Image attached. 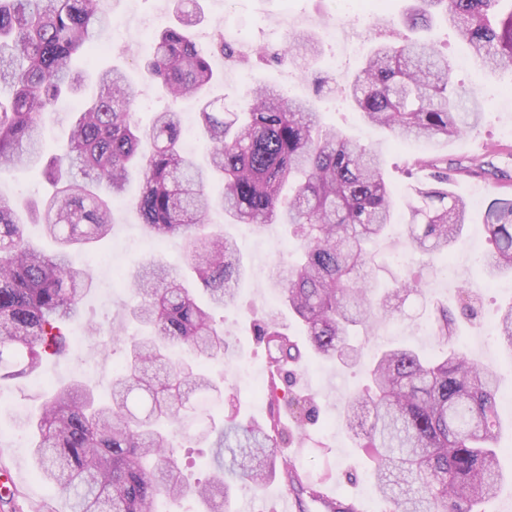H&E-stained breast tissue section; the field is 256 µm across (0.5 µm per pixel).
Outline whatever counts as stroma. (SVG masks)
<instances>
[{
    "instance_id": "stroma-1",
    "label": "stroma",
    "mask_w": 512,
    "mask_h": 512,
    "mask_svg": "<svg viewBox=\"0 0 512 512\" xmlns=\"http://www.w3.org/2000/svg\"><path fill=\"white\" fill-rule=\"evenodd\" d=\"M387 2L383 11L384 24L374 26L354 20L357 9L354 0H199L200 21L192 34L199 43L208 44L225 12L234 14L240 28L244 60L229 63L220 56L214 59L221 80L213 93L224 98L229 106L239 101L245 88L261 83L287 86L293 96L316 97L313 84L306 82L288 63L259 65L255 62L259 52L270 49V35L279 31L284 20L299 23L302 30L312 33L324 50L325 60L334 61V70L338 73L358 69L375 42L425 40L454 63V81L486 101L479 127L467 137L449 141L444 155L452 162L482 156L496 168L512 175V157L501 152L502 147L512 146V74L507 72L493 79L474 65L458 68V60L470 56V47L464 40L442 23L409 29L403 22L409 0ZM150 16L161 17L163 25L173 24L171 0H139L136 14L129 19V32L125 38L113 41L111 29H104L101 40L107 49L98 59L92 60L87 69L92 72L119 67L132 81L141 84L142 95L136 111L141 125H148L155 112L168 106L181 111L186 124H195L196 101L185 98L170 101L158 86L143 80L142 64L149 53L152 35L141 29L139 20ZM318 99L325 122L362 143H373L381 148L386 159V180L397 194V205H405L401 169L408 159L420 152V143L385 128L368 126L340 93ZM453 189L469 205L464 244L453 254V275L443 276L439 267L424 265L419 256L407 253L400 226H392L387 236L371 247L380 287H388L393 277L406 266L420 272L424 286L422 291L399 300L395 321L382 322L361 331L359 341L369 355L380 346L395 343L435 351L437 345L427 326L428 317L434 305L448 307L459 325L458 346L470 358L493 368L500 376L503 399L499 413L504 430L499 467L505 481L496 497L485 504L484 510L512 512V352L507 351L495 336L498 310L512 301V277H503L495 286H488L475 262L476 257L490 249L483 229L484 210L500 194L511 195L512 182L500 190L488 184L459 180L454 182ZM138 192V179H131L125 193L114 202L115 225L111 238L75 255L76 263L87 267L93 278V287L84 300V315L87 320L105 326L126 324L130 309L139 302L128 288L126 277L139 263L153 257L181 268L197 297L205 295L195 274L186 269L178 242L168 240L161 244L147 235L131 204ZM209 220L216 229L237 240L247 267V274L238 285L236 303L226 306L223 311L224 331L231 338L232 349L224 361L213 364L212 369L215 375L224 378L225 398H237L242 415L261 422L267 417L268 399L239 381L237 370L241 362L247 361L260 379L268 377L264 347L253 335L251 321L276 312L289 333L299 331L291 315L281 310L268 286L271 266L292 251L295 242L279 224L269 225L258 232L232 223L220 211L212 212ZM70 339L66 353L47 360L36 373L0 381V467H9L19 474L14 496L0 505V512H63L64 505L56 491L37 478L29 440L19 437L18 426L26 414L37 413L48 384L79 378L99 393L109 392L112 361L101 355L100 338L83 336L81 328L75 327ZM363 384L361 371L334 363L313 360L294 373L289 382V393L314 402L319 418L311 426L301 421H289L288 443L283 452L288 459L314 474L320 473L324 465H331L336 480L330 488L337 496L359 499L366 503L369 512H385L387 505L373 488L371 473L365 469L344 426L342 396ZM305 430L321 438L322 447H298L297 438Z\"/></svg>"
}]
</instances>
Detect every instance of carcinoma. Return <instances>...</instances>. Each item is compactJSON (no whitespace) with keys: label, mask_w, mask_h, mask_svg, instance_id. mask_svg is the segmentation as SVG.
Segmentation results:
<instances>
[{"label":"carcinoma","mask_w":512,"mask_h":512,"mask_svg":"<svg viewBox=\"0 0 512 512\" xmlns=\"http://www.w3.org/2000/svg\"><path fill=\"white\" fill-rule=\"evenodd\" d=\"M179 24L153 39L144 63L148 81L174 98L198 101L197 131L207 142L201 167L181 148L183 126L174 109L155 113L142 128L134 120L141 89L121 69L98 72L93 97L78 103L67 145L42 151L43 118L64 94L77 95L84 76L72 68L90 59L106 17L100 0H0V167L25 175L39 170L55 187L41 203L0 199V380L33 372L68 347L67 327L80 320L92 288L89 271L72 256L112 233V200L133 173L141 188L132 204L158 238L178 237L206 299H198L175 268L155 259L141 263L130 282L140 297L132 311L140 334L113 333L125 356L115 370L109 400L83 382L56 389L30 422L31 455L39 477L53 485L67 512H161V498L192 497L199 512H230L243 488L256 490L277 477L309 504L332 474L318 477L281 457L288 437L282 408L306 419L313 410L295 397H278L290 367L305 359L357 366V332L394 319L396 301L419 290L407 269L393 288H376L368 247L395 220L394 191L384 179V157L327 126L316 103L291 98L274 84L248 89L237 108L209 97L216 80L212 57H236L217 36L203 46L189 34L198 0H172ZM415 0L406 15L414 28L439 17L466 39L490 77L512 71V0ZM321 47L309 34H286L277 58L297 66L316 87L336 82L313 66ZM337 89L367 123L425 140L427 155L410 165L428 181L406 188V244L427 262H448L468 219L467 202L448 188L455 172L485 174L488 162L470 158L448 168L440 147L477 129L482 107L462 106L448 58L428 43L382 41L363 66ZM152 145L149 152L142 143ZM220 190L209 191L213 184ZM288 196H283V190ZM56 244L33 249L19 209ZM221 211L260 230L286 224L299 243L272 269L271 285L303 328L283 331L272 316L254 326L264 346L271 392L262 423L225 416L224 428L200 429L197 443L213 449L211 471L190 482L177 462L179 439L202 416V402L221 397L208 373L224 360L229 341L214 311L233 303L243 276L235 240L209 229ZM486 230L493 251L483 261L496 278L512 273V198L490 203ZM435 355L410 348L381 351L367 366L370 385L343 397L347 429L372 466L375 489L389 512H482L502 475L497 465L502 431L496 372L456 346V320L443 305L432 311ZM512 350V304L496 325Z\"/></svg>","instance_id":"cac0c4a2"}]
</instances>
